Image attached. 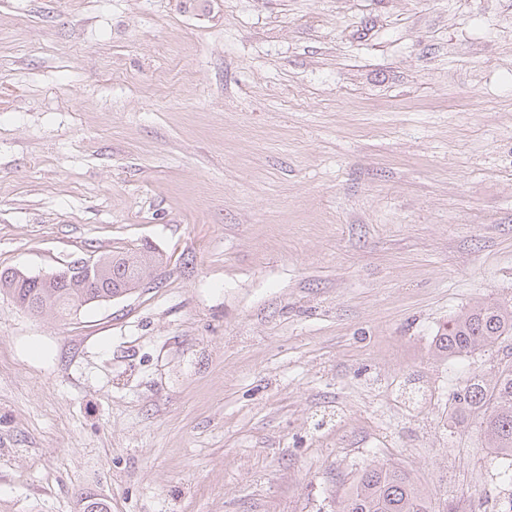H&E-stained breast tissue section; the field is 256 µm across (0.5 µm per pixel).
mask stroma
Masks as SVG:
<instances>
[{"label":"stroma","mask_w":512,"mask_h":512,"mask_svg":"<svg viewBox=\"0 0 512 512\" xmlns=\"http://www.w3.org/2000/svg\"><path fill=\"white\" fill-rule=\"evenodd\" d=\"M63 319L0 295V512H336L374 463L512 497L453 404L512 302V0H0V269L143 246ZM436 340L448 356L485 352L512 340V304L485 303L457 314L444 324Z\"/></svg>","instance_id":"1"}]
</instances>
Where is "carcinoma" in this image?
<instances>
[{"label": "carcinoma", "mask_w": 512, "mask_h": 512, "mask_svg": "<svg viewBox=\"0 0 512 512\" xmlns=\"http://www.w3.org/2000/svg\"><path fill=\"white\" fill-rule=\"evenodd\" d=\"M104 265L93 276L92 287L74 288L65 280L47 281L22 276L20 271H0V294H6L31 312L53 311L66 317L114 292L130 291L152 274L160 259L144 247L136 252H116L103 257ZM512 340V304L485 303L469 308L444 324L436 340L450 356L488 351ZM494 381L480 379L454 393V400L480 417L487 444L512 465V352L506 353ZM81 512H110L108 503L92 493L80 499ZM337 512H453L435 508L431 497L411 474L393 464L368 465L354 477L341 497Z\"/></svg>", "instance_id": "obj_1"}]
</instances>
